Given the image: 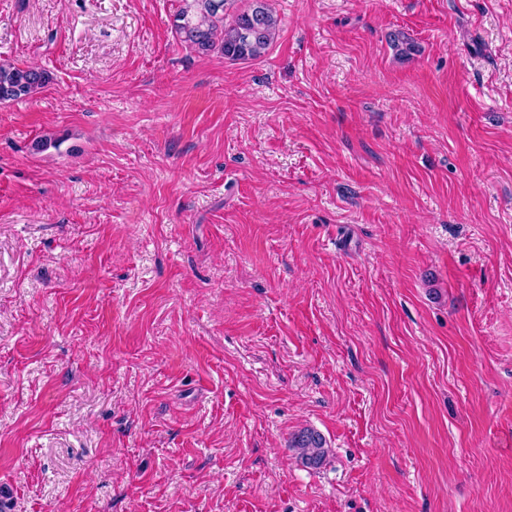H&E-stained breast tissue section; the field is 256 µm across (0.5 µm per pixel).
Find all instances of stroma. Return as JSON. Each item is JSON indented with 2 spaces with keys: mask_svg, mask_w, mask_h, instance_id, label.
<instances>
[{
  "mask_svg": "<svg viewBox=\"0 0 512 512\" xmlns=\"http://www.w3.org/2000/svg\"><path fill=\"white\" fill-rule=\"evenodd\" d=\"M267 3L0 0L8 512H512V0ZM185 7L175 15V33L199 53L216 48L224 58L237 61L260 57L273 42L277 19L264 0H248L230 16L227 10L237 0H182ZM50 76L35 68L0 65V103L18 101L44 88ZM290 448L297 451L299 462L310 468L320 467L327 453L325 440L318 432L311 429H304L297 433L291 441Z\"/></svg>",
  "mask_w": 512,
  "mask_h": 512,
  "instance_id": "35a3bbf8",
  "label": "stroma"
}]
</instances>
